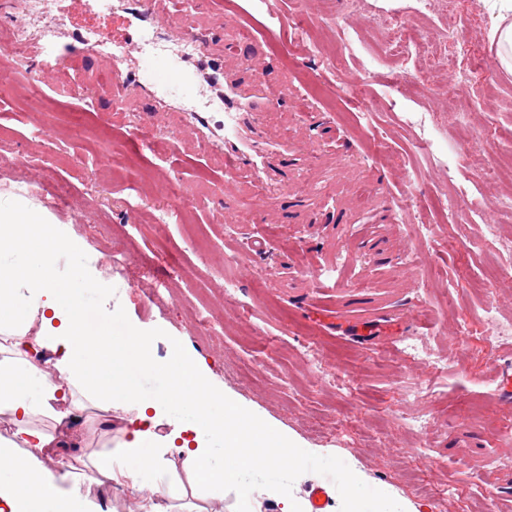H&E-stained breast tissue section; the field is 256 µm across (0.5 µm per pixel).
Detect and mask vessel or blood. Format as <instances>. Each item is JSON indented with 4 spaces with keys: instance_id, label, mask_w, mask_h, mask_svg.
Here are the masks:
<instances>
[{
    "instance_id": "1",
    "label": "vessel or blood",
    "mask_w": 512,
    "mask_h": 512,
    "mask_svg": "<svg viewBox=\"0 0 512 512\" xmlns=\"http://www.w3.org/2000/svg\"><path fill=\"white\" fill-rule=\"evenodd\" d=\"M179 0H123L124 13L137 19L122 44L109 47L102 32L93 35L67 27H35L26 52L37 62L42 81L71 86V63L83 56L97 57L104 73L113 75L116 99L142 93L154 111L166 112L171 102L192 96L198 89L211 93L224 114L222 124L211 122L209 113L187 110L183 118L199 144L224 156V178L233 182L243 175L263 182L280 174L288 165L286 145L270 141L262 132L259 116L274 105L261 78H254L249 90H242L224 70V58L205 42L188 39L186 32L172 36L184 55L157 47L153 38L160 20L176 11Z\"/></svg>"
}]
</instances>
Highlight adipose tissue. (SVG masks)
Returning a JSON list of instances; mask_svg holds the SVG:
<instances>
[{
  "label": "adipose tissue",
  "mask_w": 512,
  "mask_h": 512,
  "mask_svg": "<svg viewBox=\"0 0 512 512\" xmlns=\"http://www.w3.org/2000/svg\"><path fill=\"white\" fill-rule=\"evenodd\" d=\"M49 211L0 205V412L12 430L0 434V512H115L112 487L140 495L139 512H167L163 501L234 496L232 512H311L297 484L336 477L331 512H419L391 484L354 458L307 447L271 428L215 387L182 340L156 358L151 337L101 315L98 287L60 286L54 252H76ZM60 375L52 381L44 362ZM121 408L128 418L112 452L75 457L59 468L62 448L86 440L75 411ZM168 425L167 435L157 428ZM287 456L267 467L263 450Z\"/></svg>",
  "instance_id": "obj_1"
}]
</instances>
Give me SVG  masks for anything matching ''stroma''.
<instances>
[{
  "label": "stroma",
  "instance_id": "stroma-1",
  "mask_svg": "<svg viewBox=\"0 0 512 512\" xmlns=\"http://www.w3.org/2000/svg\"><path fill=\"white\" fill-rule=\"evenodd\" d=\"M243 27L224 23L219 0H194L170 22L205 36L224 55L241 87L252 60L274 90L290 98L265 112L268 138L288 143L292 164L281 189L255 208V186L224 184V159L189 141L178 113L153 122L151 103L128 97L115 111L113 90L95 57L80 58L74 78L87 95L43 91L50 111L24 103V58L14 95H0V201L49 209L79 244L83 277L104 290L112 309L152 336L165 357L183 339L212 381L254 415L311 448L355 457L375 478L396 486L420 512H512V414L499 400L496 369L512 361V74L489 78L484 17L502 0H452L460 47L456 65L434 89L407 96L415 54L382 59L379 23L393 19L440 33L446 18L421 0H235ZM309 35L306 49L295 32ZM336 48L333 66L313 62L316 46ZM470 98L456 108L455 88ZM171 149L156 159L136 141V126ZM453 140L475 134L467 160L449 165L430 146L429 125ZM112 141L142 175L124 181L100 163ZM173 179L190 214L155 223L169 206L161 181ZM40 194L22 197L29 184ZM69 195L56 205L53 187ZM227 209L226 222L217 212ZM237 254L227 265L224 256ZM335 272L317 287L311 267ZM236 282L235 298L224 295ZM153 303L143 309V290ZM222 323V347L193 327L198 315ZM368 326L376 338L360 343ZM412 342L443 357L430 374L401 350ZM325 370L355 381L352 397L314 376L309 344ZM426 418L421 437L411 418Z\"/></svg>",
  "mask_w": 512,
  "mask_h": 512
}]
</instances>
